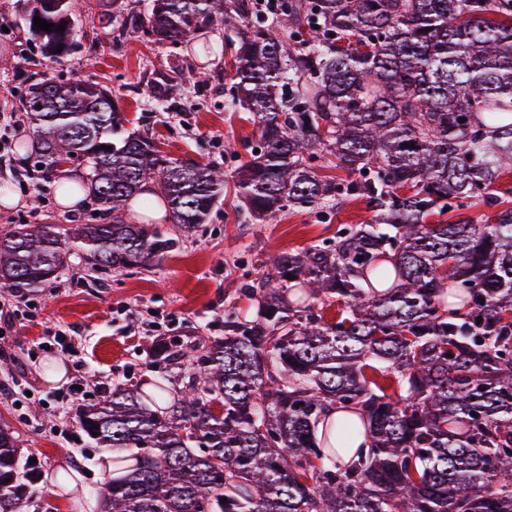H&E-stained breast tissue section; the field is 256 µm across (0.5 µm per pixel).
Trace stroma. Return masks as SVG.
<instances>
[{
	"mask_svg": "<svg viewBox=\"0 0 512 512\" xmlns=\"http://www.w3.org/2000/svg\"><path fill=\"white\" fill-rule=\"evenodd\" d=\"M28 8V0H0V113L16 110L27 73L61 83L91 79L111 91L126 128L151 136L172 158L214 166L228 180L208 222L153 270L100 272L85 251L74 248L46 285L23 293L0 288V304L20 314L16 322L0 321V422L13 427L22 464H35L43 474L27 512H77L73 493L52 484V475L68 471L78 476L79 488L94 491L108 478L104 458L110 450L83 433L74 441L61 437V430L76 424L77 412L52 401L56 384L85 378L83 402L91 405L102 396L101 384L154 380L156 340L190 346L223 335L225 311L249 306L238 293L241 283L263 276L272 254L334 237L342 225L365 219L367 206L354 200L324 217L288 210L273 221L251 223L233 183L245 160L241 142L258 141L259 129L226 104L230 32L223 25L205 31L215 51L202 60L192 48L153 44L132 33L116 41L115 31L125 22L146 20L150 0H69L78 48L49 59L25 23ZM202 69L210 75L204 84L197 81ZM167 74L171 91L156 94V81ZM21 168L15 152L0 157V183L21 196L19 205L0 208V225L82 224L93 214L106 222L94 204L61 210L53 178L24 177ZM50 329L72 336L76 356L34 354ZM59 369L61 381H50Z\"/></svg>",
	"mask_w": 512,
	"mask_h": 512,
	"instance_id": "35a3bbf8",
	"label": "stroma"
}]
</instances>
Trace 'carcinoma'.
Listing matches in <instances>:
<instances>
[{"label": "carcinoma", "instance_id": "obj_1", "mask_svg": "<svg viewBox=\"0 0 512 512\" xmlns=\"http://www.w3.org/2000/svg\"><path fill=\"white\" fill-rule=\"evenodd\" d=\"M34 2L27 23L45 52L73 50L66 0ZM253 13V0H151L138 31L178 45L242 22L228 101L260 130L235 182L252 220L356 199L374 215L273 255L239 289L250 311L224 314V336L163 346L156 362L177 378L117 387L79 416L112 463L136 460L97 489L103 512H512V207L489 193L512 161V0H288L279 21ZM27 84L26 175L88 168L112 222L1 228L0 288L46 284L71 241L100 271L148 269L207 223L220 171L161 155L94 81ZM150 182L175 238L123 217ZM481 204L496 209L486 224L429 222ZM333 406L346 414L326 419ZM29 489L0 423V512H20Z\"/></svg>", "mask_w": 512, "mask_h": 512}]
</instances>
